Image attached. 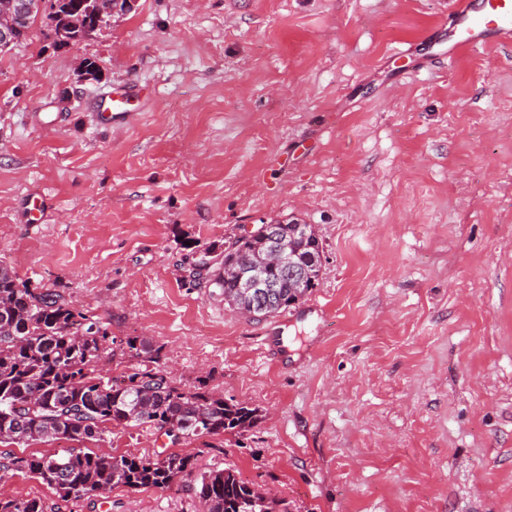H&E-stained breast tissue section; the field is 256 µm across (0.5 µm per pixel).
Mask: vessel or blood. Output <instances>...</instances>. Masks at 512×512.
<instances>
[{
	"mask_svg": "<svg viewBox=\"0 0 512 512\" xmlns=\"http://www.w3.org/2000/svg\"><path fill=\"white\" fill-rule=\"evenodd\" d=\"M427 39L446 43L452 60L477 48L511 41L512 0H451L447 27L430 31ZM135 96L136 90L131 86L114 92L103 115L104 121L131 122L135 117L131 107Z\"/></svg>",
	"mask_w": 512,
	"mask_h": 512,
	"instance_id": "b4317fda",
	"label": "vessel or blood"
}]
</instances>
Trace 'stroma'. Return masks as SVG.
<instances>
[{"instance_id":"35a3bbf8","label":"stroma","mask_w":512,"mask_h":512,"mask_svg":"<svg viewBox=\"0 0 512 512\" xmlns=\"http://www.w3.org/2000/svg\"><path fill=\"white\" fill-rule=\"evenodd\" d=\"M448 0H136L81 41L0 52V262L93 316L100 365L158 366L257 409L171 444L109 424L93 451L192 456L289 512H512V42L435 63ZM87 59L96 73L82 77ZM140 88L127 126L113 89ZM315 225V288L278 317L213 281L261 224ZM49 512H202L191 482Z\"/></svg>"}]
</instances>
